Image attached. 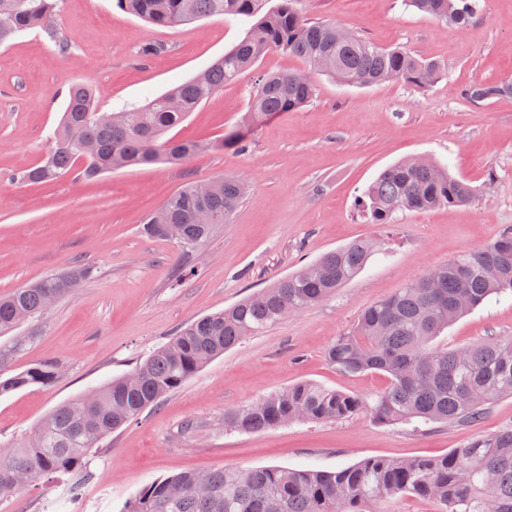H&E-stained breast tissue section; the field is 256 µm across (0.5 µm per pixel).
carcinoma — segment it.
<instances>
[{
	"label": "carcinoma",
	"instance_id": "carcinoma-1",
	"mask_svg": "<svg viewBox=\"0 0 512 512\" xmlns=\"http://www.w3.org/2000/svg\"><path fill=\"white\" fill-rule=\"evenodd\" d=\"M61 0H0V46L19 34L46 27ZM121 10L151 24L174 27L203 18L254 20L245 37L210 67L147 104L103 112L87 83L69 86L53 144L42 161L21 179L53 181L74 165L84 175L157 163L181 164L217 147L244 149L251 127L280 112L306 105L315 95L316 76L353 86L403 80L418 88L440 78V67L400 48H381L324 21H311L295 0H115ZM406 5L462 28L477 0H406ZM303 59L308 69L263 75L251 95L244 121L220 142L175 140L164 135L203 101L235 82L266 52ZM512 94V81L470 86L465 95L488 101ZM206 196L184 184L160 206L166 223L181 229L179 249L189 253L207 240L239 208L246 181L239 176L211 180ZM476 189L432 160H405L386 169L360 202L373 224L391 223L403 211H429L468 203ZM381 250L359 239L322 256L304 269L222 312L181 327L133 372L68 400L41 423L36 434L11 453L0 454V498L20 491L15 469L32 480L51 474H78L86 454L124 423L179 389L207 363L251 336L282 321L281 312H300L336 292ZM92 270L75 264L36 283L0 296V336L13 332L22 315L47 313L52 296L63 297ZM512 293V229L485 247L464 252L411 281L362 311L356 328L336 338L326 359L336 369L360 375L383 372L388 385L369 400L313 383L224 412V427L260 433L295 421L322 422L369 413L382 424L428 425L482 420L494 400L512 395V337L450 349L433 345L458 317L493 294ZM27 339L0 342V395L56 378L53 361L21 372L10 363ZM195 473L154 481L126 502L123 512H378L389 498L412 496L438 503L441 512H512V430L479 434L463 447L433 458H370L334 471L281 467H227L206 473L207 494L192 488Z\"/></svg>",
	"mask_w": 512,
	"mask_h": 512
}]
</instances>
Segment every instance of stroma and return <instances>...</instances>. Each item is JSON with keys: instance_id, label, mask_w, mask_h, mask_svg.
<instances>
[{"instance_id": "obj_1", "label": "stroma", "mask_w": 512, "mask_h": 512, "mask_svg": "<svg viewBox=\"0 0 512 512\" xmlns=\"http://www.w3.org/2000/svg\"><path fill=\"white\" fill-rule=\"evenodd\" d=\"M461 29L404 7L402 0H298L305 16L402 47L438 62L440 80L420 90L403 81L369 87L321 76L305 106L253 128L245 151H211L179 165L154 164L85 179L81 167L49 183L21 180L49 146L68 83H89L102 111L142 105L239 43L249 24L220 16L157 27L111 0H61L60 51L40 31L0 47V296L74 263L93 275L41 318L16 371L55 361L47 387L0 397V448L34 434L59 404L132 372L182 325L215 313L363 237L383 253L335 294L246 339L204 366L157 407L128 421L86 457L80 475L36 481L0 500V512H123L144 485L184 472L245 467L334 470L371 457H438L477 434L512 428V397L490 405L477 425L435 423L424 431L381 424L369 414L300 421L258 434L225 429V410L299 382L368 396L383 374L351 377L325 351L361 311L410 280L512 228V95L474 102L479 82L512 79V0H478ZM161 43L165 53L139 49ZM271 51L236 82L173 128L178 139H220L248 110L261 75L303 69ZM424 157L477 188L464 206L397 214L368 223L358 204L387 167ZM239 175L249 184L235 215L183 254L142 234L145 217L189 181ZM190 273L176 281L175 269ZM512 337V297L491 296L452 323L439 343L457 348ZM193 433H185L186 423Z\"/></svg>"}]
</instances>
